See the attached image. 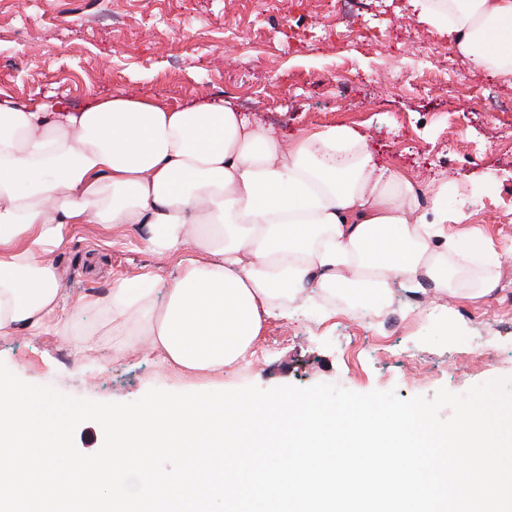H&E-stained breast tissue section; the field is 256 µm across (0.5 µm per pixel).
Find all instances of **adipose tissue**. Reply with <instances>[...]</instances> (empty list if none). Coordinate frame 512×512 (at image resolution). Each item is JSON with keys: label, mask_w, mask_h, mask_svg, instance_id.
Masks as SVG:
<instances>
[{"label": "adipose tissue", "mask_w": 512, "mask_h": 512, "mask_svg": "<svg viewBox=\"0 0 512 512\" xmlns=\"http://www.w3.org/2000/svg\"><path fill=\"white\" fill-rule=\"evenodd\" d=\"M449 49L512 75V0H417ZM422 208L410 178L378 168L347 127L284 146L223 102L166 106L115 92L75 104L0 99V335L102 341L81 316L119 327L174 373H220L306 288L378 310L390 280L478 299L501 254L448 188ZM80 224H142L174 264L103 294H64L57 260ZM164 294L157 304L156 294Z\"/></svg>", "instance_id": "adipose-tissue-1"}]
</instances>
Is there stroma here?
Here are the masks:
<instances>
[{
  "instance_id": "stroma-1",
  "label": "stroma",
  "mask_w": 512,
  "mask_h": 512,
  "mask_svg": "<svg viewBox=\"0 0 512 512\" xmlns=\"http://www.w3.org/2000/svg\"><path fill=\"white\" fill-rule=\"evenodd\" d=\"M121 91L169 106L221 99L284 141L347 126L375 163L443 180L470 225L512 244V82L448 49L411 0H0V96L84 103ZM492 189L482 204L474 187ZM70 296L156 270L136 227L81 225L57 256ZM478 300L393 283L387 320L346 306L297 308L223 376L174 374L145 352L75 355L52 337L0 336V362L25 382L98 402L148 390L221 391L332 383L403 399L512 380V262Z\"/></svg>"
}]
</instances>
